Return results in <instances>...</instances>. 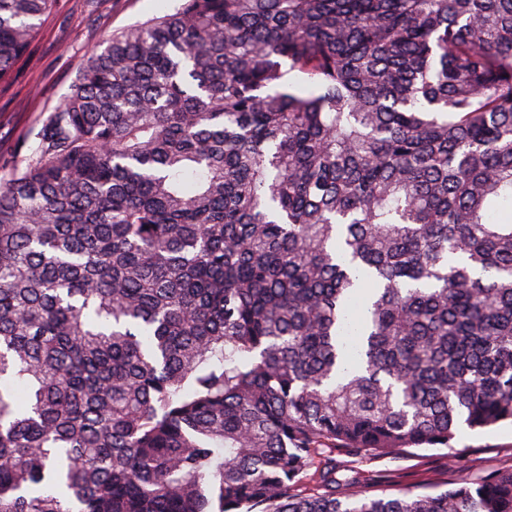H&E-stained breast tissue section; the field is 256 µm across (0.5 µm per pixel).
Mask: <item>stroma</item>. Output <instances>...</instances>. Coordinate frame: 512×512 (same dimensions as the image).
Instances as JSON below:
<instances>
[{
  "instance_id": "obj_1",
  "label": "stroma",
  "mask_w": 512,
  "mask_h": 512,
  "mask_svg": "<svg viewBox=\"0 0 512 512\" xmlns=\"http://www.w3.org/2000/svg\"><path fill=\"white\" fill-rule=\"evenodd\" d=\"M177 0H57L42 20L34 56L9 85L0 87V156L12 157L19 140L67 94L81 65L103 49L112 32L173 9ZM452 450L428 449L378 456L361 463L373 482H415L418 476L448 480L474 478L512 465V425L485 430L461 429Z\"/></svg>"
}]
</instances>
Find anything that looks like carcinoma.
Segmentation results:
<instances>
[{
  "label": "carcinoma",
  "instance_id": "cac0c4a2",
  "mask_svg": "<svg viewBox=\"0 0 512 512\" xmlns=\"http://www.w3.org/2000/svg\"><path fill=\"white\" fill-rule=\"evenodd\" d=\"M506 421L512 0H179L0 164V512H512L334 459Z\"/></svg>",
  "mask_w": 512,
  "mask_h": 512
}]
</instances>
